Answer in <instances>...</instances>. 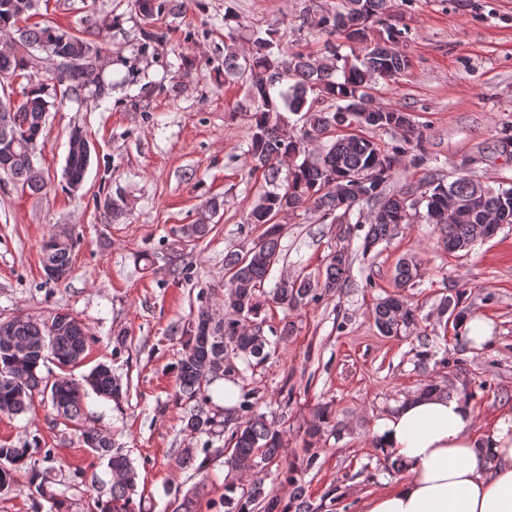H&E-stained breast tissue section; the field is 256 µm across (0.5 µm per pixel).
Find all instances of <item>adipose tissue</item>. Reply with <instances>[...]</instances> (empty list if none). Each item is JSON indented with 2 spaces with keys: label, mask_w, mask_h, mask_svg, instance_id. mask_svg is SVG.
I'll return each instance as SVG.
<instances>
[{
  "label": "adipose tissue",
  "mask_w": 512,
  "mask_h": 512,
  "mask_svg": "<svg viewBox=\"0 0 512 512\" xmlns=\"http://www.w3.org/2000/svg\"><path fill=\"white\" fill-rule=\"evenodd\" d=\"M470 405L442 393L413 396L376 420L378 447L404 477L366 512H512V417L472 433Z\"/></svg>",
  "instance_id": "obj_1"
}]
</instances>
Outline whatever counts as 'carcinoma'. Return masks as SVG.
Segmentation results:
<instances>
[{"label": "carcinoma", "instance_id": "carcinoma-1", "mask_svg": "<svg viewBox=\"0 0 512 512\" xmlns=\"http://www.w3.org/2000/svg\"><path fill=\"white\" fill-rule=\"evenodd\" d=\"M39 0H0V31L15 30L18 40L8 53L0 52V76L32 78L27 68L32 61L44 57L64 62L57 69L56 85L60 93H49L48 85L38 83L26 93L17 106L0 102V173L26 185L33 191L44 187V179H34L37 138L46 123L52 102L47 97L70 98L83 87V72L69 66L75 61L95 69L101 59L93 43L51 24L32 23ZM392 0H343L332 12L316 18L303 13L302 24H310L329 36L361 45L349 55L328 41L324 55L313 58L294 52L269 30L256 37L246 53L231 51L224 56V74L248 76V95L253 106L250 115L251 138L247 165L252 174H261L268 189L264 190L247 215V223L264 227L261 236L245 253L224 257L226 282L224 310L230 317L217 321L206 310L198 311L191 326L183 331L185 340L176 362L179 397L194 400L211 382L226 376L228 354L246 361L264 362L267 340L261 329H250L258 322L267 300L261 299L271 268L280 260L282 225L275 222L281 213L312 206L333 224L351 223L355 206L370 209L371 221L361 245L367 253L389 239L401 224H410L419 210L408 200L404 189L390 191L387 183L409 149L424 151L426 136L415 127L408 113L386 108L377 103L372 90L377 80L394 79L410 66V59L400 48L404 30L392 23ZM143 17L151 19L173 10L172 0H137ZM384 28L386 37L368 41L374 26ZM295 82L277 94L276 84L288 78ZM317 91L332 101L324 109H315L308 92ZM305 113L301 136L287 131L284 113ZM375 116L365 122L368 128L400 134L399 143L390 147L359 134L336 138L329 146L318 147L327 134L338 126L360 124L358 115ZM89 163L88 153L77 145L65 158L64 171L68 183L84 178ZM287 173H282V169ZM424 191L423 218L439 227L443 242L450 252L469 248L477 239L475 228L487 216H500L503 224H512V187L489 189L468 175L446 184L434 173L420 180ZM75 247L72 237L53 236L43 246L44 269L48 278H63L71 270ZM350 269L349 255L340 248L328 255L321 276L284 280L272 291L273 303L294 309L319 297L318 291L337 292L345 287ZM420 276V263L413 257L403 259L396 271L397 287L405 288ZM464 293L458 292L451 302H443L442 311L455 314L461 322L467 314L462 308ZM373 318L378 330L395 336L417 321L405 295L391 294L377 303ZM92 336L89 328L68 313L57 312L47 319L33 315H17L0 320V416L13 417L29 411L33 394L49 393L56 416L70 422L81 432L83 443L99 459L107 460L112 475L109 497L96 502L98 512H135L132 494L137 472L122 450L114 447L112 438L93 424L87 423L84 399L88 392L115 403L123 398L122 383L105 363L95 365L82 380L60 375L48 381L40 375V367L48 359L60 368H73L83 363ZM258 401L245 398L233 419L224 421L228 430L224 451L226 464L246 475L259 466L281 457L282 439L271 429L265 415L257 412ZM184 428L198 434H209L215 426L213 417L197 406L183 416ZM30 449L0 445V491L10 487L18 471L27 468ZM178 464L203 471L208 458L197 460L194 448L180 451ZM283 474L291 487L288 503L265 491L254 482L238 512H250L249 505H261L262 512H312L305 489L296 476V467L285 463ZM197 487L174 500L173 512H197Z\"/></svg>", "mask_w": 512, "mask_h": 512}]
</instances>
